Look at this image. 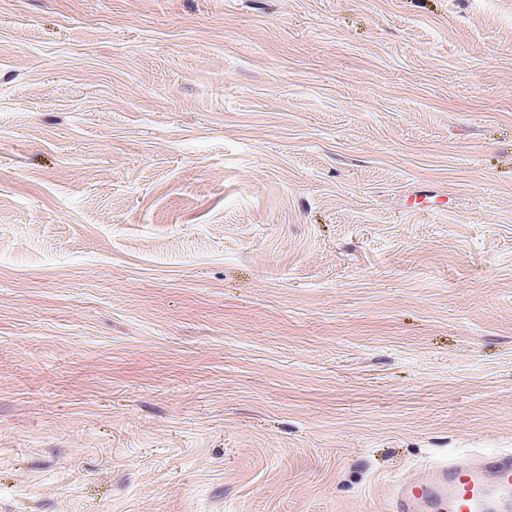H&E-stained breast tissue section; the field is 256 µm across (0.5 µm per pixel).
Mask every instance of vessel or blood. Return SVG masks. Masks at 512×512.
<instances>
[{"label":"vessel or blood","mask_w":512,"mask_h":512,"mask_svg":"<svg viewBox=\"0 0 512 512\" xmlns=\"http://www.w3.org/2000/svg\"><path fill=\"white\" fill-rule=\"evenodd\" d=\"M389 512H512V453L432 460L398 484Z\"/></svg>","instance_id":"b4317fda"}]
</instances>
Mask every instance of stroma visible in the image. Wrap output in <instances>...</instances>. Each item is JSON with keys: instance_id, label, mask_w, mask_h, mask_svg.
Masks as SVG:
<instances>
[{"instance_id": "35a3bbf8", "label": "stroma", "mask_w": 512, "mask_h": 512, "mask_svg": "<svg viewBox=\"0 0 512 512\" xmlns=\"http://www.w3.org/2000/svg\"><path fill=\"white\" fill-rule=\"evenodd\" d=\"M507 450L512 0H0V512Z\"/></svg>"}]
</instances>
